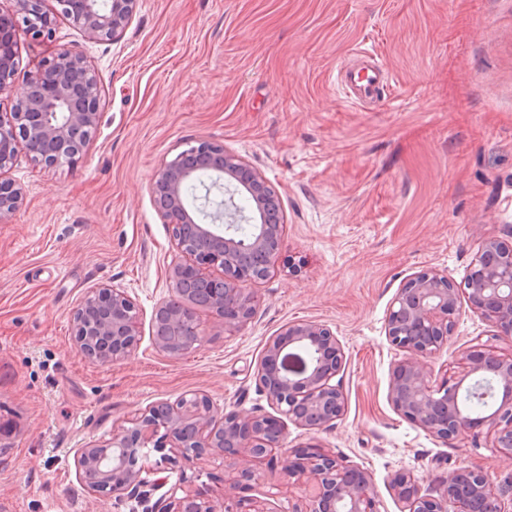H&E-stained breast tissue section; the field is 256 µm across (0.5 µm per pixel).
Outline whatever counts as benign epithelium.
I'll return each instance as SVG.
<instances>
[{
	"label": "benign epithelium",
	"mask_w": 512,
	"mask_h": 512,
	"mask_svg": "<svg viewBox=\"0 0 512 512\" xmlns=\"http://www.w3.org/2000/svg\"><path fill=\"white\" fill-rule=\"evenodd\" d=\"M25 29L34 37L50 33L45 0H14ZM61 13L84 35L100 41L116 37L129 23L137 0H56ZM19 30L14 18L0 14V99L14 95ZM101 90L96 75L76 45L60 47L32 73L11 111L0 113V173L19 149L47 169L82 154L100 114ZM206 174L214 181L236 182L254 201L259 224L249 240L221 226L237 219L229 205L217 204L209 221H197L188 207L186 186ZM151 194L164 223L170 225L177 249L188 257L168 273L171 298L152 314L157 350L172 357L193 351L204 330L200 309L210 311L216 326L232 331L246 325L259 302L254 290L274 270L286 225L278 196L266 181L224 145L203 141L166 164L151 183ZM24 203L21 189L0 182V221ZM218 269L215 276L211 270ZM489 320L498 336L512 335V249L495 239L484 241L472 260L463 285L447 274L429 270L408 279L388 309L386 335L407 352L389 382L388 397L405 419L433 437L448 442L482 429L492 432V446L512 454V355L473 346L461 352L465 373L457 380H432L429 362L448 344L460 313L461 298ZM139 311L126 292L109 287L88 294L73 313L74 339L84 355L101 364L121 361L139 344ZM345 363L335 334L316 321L286 325L267 344L256 380L274 415L218 414L208 398L183 395L174 403L159 402L141 412L132 427L112 430L102 443H90L75 454L80 481L92 492L126 497L147 505L152 492L168 491L150 512H267L244 498L212 496L189 490L181 482L168 485L160 476L175 460L163 454L146 465L150 451L170 441L185 459L203 455L222 460L249 457L272 460L285 424L320 431L345 410V396L332 380ZM477 375L491 380L496 407L473 417L460 403L464 381ZM147 474L157 478L148 480ZM288 476L311 487L304 512H376L371 476L345 465L317 443L291 451ZM399 495L409 512H504L490 476L478 468H461L443 480L439 497L421 494L414 478L401 474Z\"/></svg>",
	"instance_id": "1"
}]
</instances>
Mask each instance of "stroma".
<instances>
[{"mask_svg":"<svg viewBox=\"0 0 512 512\" xmlns=\"http://www.w3.org/2000/svg\"><path fill=\"white\" fill-rule=\"evenodd\" d=\"M46 8L51 35L20 37L16 92L78 43L101 108L72 162L48 170L22 150L0 175L25 196L0 223V512H142L88 491L76 450L191 392L222 413H271L255 375L268 340L298 320L326 324L344 350L343 415L315 433L286 423L273 464L181 459L171 480L299 512L306 492L288 456L313 441L370 474L377 512H405L397 475L436 495L462 467L512 500V467L489 434L446 443L394 409L390 375L405 353L385 333L409 278L437 269L460 283L484 239L512 247V0H138L103 41L85 40L56 0ZM362 50L389 79L388 96L363 107L336 81ZM202 141L265 178L286 232L250 322L225 332L200 312L205 336L175 358L155 348L151 315L181 255L150 187ZM102 286L139 309L138 347L112 364L74 342L72 313ZM477 344L512 353V337L461 307L434 379L458 374ZM253 467L258 480L235 486Z\"/></svg>","mask_w":512,"mask_h":512,"instance_id":"obj_1","label":"stroma"}]
</instances>
